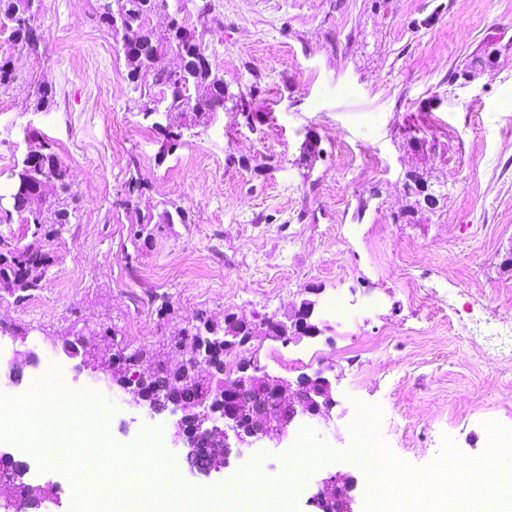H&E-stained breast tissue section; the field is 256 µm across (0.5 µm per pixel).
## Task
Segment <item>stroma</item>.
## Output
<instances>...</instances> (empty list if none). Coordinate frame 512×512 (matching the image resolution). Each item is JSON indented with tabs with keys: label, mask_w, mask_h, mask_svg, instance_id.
Masks as SVG:
<instances>
[{
	"label": "stroma",
	"mask_w": 512,
	"mask_h": 512,
	"mask_svg": "<svg viewBox=\"0 0 512 512\" xmlns=\"http://www.w3.org/2000/svg\"><path fill=\"white\" fill-rule=\"evenodd\" d=\"M230 92L256 88L247 109L226 103L211 125L184 131L162 153L163 136L140 116L124 55L95 17L96 0H46L43 41L0 89V212L29 138L52 144L79 196L78 220L53 247L42 286L24 301L0 291V321L14 350L38 367L0 361V386L23 393L37 375L55 382L110 384L69 357L85 337L101 358L167 352L196 316L279 315L316 288L317 339L264 341L270 375L296 380L323 370L336 405L324 423L297 419L280 444L262 440L228 468L202 474L182 465L176 483L196 490L181 512H219L212 483L238 480L266 459L268 481L305 427L339 454L352 475L354 512H364L363 477L345 457L357 403L379 407V435L415 468L446 442L470 458L486 450V423L512 424V374L481 353L492 342L448 327L442 301L488 308L512 323V0H179L197 25ZM486 60L471 81L460 72ZM56 103L35 110L32 83ZM320 156L301 160L306 142ZM418 170L447 192L441 208L411 221L403 192ZM149 188L121 206L131 172ZM174 204L187 224H157L139 236L138 213ZM420 285L421 303L407 280ZM344 294L349 318L329 313ZM111 442L134 445L142 423L173 434L177 417L131 401L112 402Z\"/></svg>",
	"instance_id": "stroma-1"
}]
</instances>
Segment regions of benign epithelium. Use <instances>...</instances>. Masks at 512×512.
Returning <instances> with one entry per match:
<instances>
[{
	"instance_id": "benign-epithelium-1",
	"label": "benign epithelium",
	"mask_w": 512,
	"mask_h": 512,
	"mask_svg": "<svg viewBox=\"0 0 512 512\" xmlns=\"http://www.w3.org/2000/svg\"><path fill=\"white\" fill-rule=\"evenodd\" d=\"M315 306L316 302L305 299L284 318L254 325L251 335L245 337L224 327V350L230 353L247 350L252 357L236 363L235 369L215 388L211 384L219 371L201 347L193 352L177 345L179 360L154 359L142 369L145 377L154 374L161 364L178 372L182 382L196 389L190 407L184 405L168 386L155 390L149 397L130 384H124L122 388L131 391L135 404L148 407L152 413L181 411L174 440L195 438L206 444L203 460L187 459L191 468L207 474L225 468L229 465L230 449L249 448L264 439L279 442L299 415L325 422L330 419V410L336 401L332 384L323 372L302 374L292 383L266 373L254 357L258 351L255 343L265 339L286 343L319 334L318 326L311 324ZM215 413L220 414L223 426L217 425V418L213 417ZM349 491V477L338 471L321 481L317 492L310 497L309 505L320 510L328 508L330 512H353Z\"/></svg>"
}]
</instances>
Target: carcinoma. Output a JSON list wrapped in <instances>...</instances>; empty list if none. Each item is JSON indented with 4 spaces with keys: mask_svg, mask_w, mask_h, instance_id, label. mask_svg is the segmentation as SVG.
<instances>
[{
    "mask_svg": "<svg viewBox=\"0 0 512 512\" xmlns=\"http://www.w3.org/2000/svg\"><path fill=\"white\" fill-rule=\"evenodd\" d=\"M96 19L107 29L122 51L128 68L127 79L133 89L150 79L160 88L159 97L143 102L140 114L151 128L165 132L164 150L181 144L183 129L199 124V114L224 111L225 101H242L245 94H231L224 78L214 71L206 54L203 35L185 20L175 19L173 30L153 27V19L170 14V0H96ZM45 0H0V33L13 51L0 53V88L17 78L20 56L38 53L42 36L20 22L23 12H39ZM33 105L47 110L55 103L53 87L43 82L33 86ZM10 198L20 223L38 226L46 240L53 242L51 228L70 224L76 218L78 196L72 191L67 167L51 144L42 141L29 147L12 172ZM424 174L409 171L403 182L405 194L415 198V207L437 206V199L418 196L417 187ZM187 224L188 212L181 207L167 208L155 215L152 210L140 216V224ZM51 261L48 252L26 250L0 240V287H11L17 300H24L41 287L38 271Z\"/></svg>",
    "mask_w": 512,
    "mask_h": 512,
    "instance_id": "1",
    "label": "carcinoma"
}]
</instances>
